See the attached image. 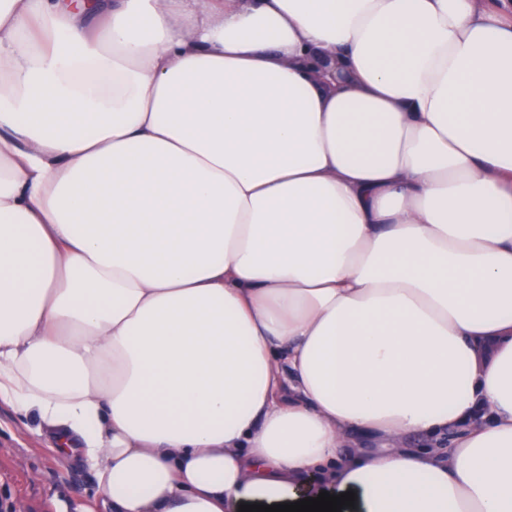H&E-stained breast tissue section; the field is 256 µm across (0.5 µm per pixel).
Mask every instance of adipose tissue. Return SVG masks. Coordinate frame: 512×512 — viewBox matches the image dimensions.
I'll list each match as a JSON object with an SVG mask.
<instances>
[{
	"mask_svg": "<svg viewBox=\"0 0 512 512\" xmlns=\"http://www.w3.org/2000/svg\"><path fill=\"white\" fill-rule=\"evenodd\" d=\"M0 401L112 512H512V5L0 0Z\"/></svg>",
	"mask_w": 512,
	"mask_h": 512,
	"instance_id": "adipose-tissue-1",
	"label": "adipose tissue"
}]
</instances>
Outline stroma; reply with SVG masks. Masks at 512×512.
Returning a JSON list of instances; mask_svg holds the SVG:
<instances>
[{
	"mask_svg": "<svg viewBox=\"0 0 512 512\" xmlns=\"http://www.w3.org/2000/svg\"><path fill=\"white\" fill-rule=\"evenodd\" d=\"M36 419L0 404V503L9 512H105L83 462H61Z\"/></svg>",
	"mask_w": 512,
	"mask_h": 512,
	"instance_id": "obj_1",
	"label": "stroma"
}]
</instances>
